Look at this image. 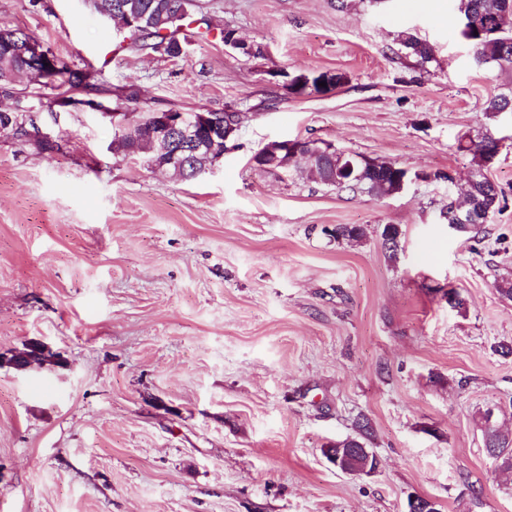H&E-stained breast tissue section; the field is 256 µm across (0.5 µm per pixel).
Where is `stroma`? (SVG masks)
I'll return each mask as SVG.
<instances>
[{"label": "stroma", "instance_id": "35a3bbf8", "mask_svg": "<svg viewBox=\"0 0 512 512\" xmlns=\"http://www.w3.org/2000/svg\"><path fill=\"white\" fill-rule=\"evenodd\" d=\"M207 3L265 55L211 37L167 61L82 0H0V25L106 89L93 108L52 83L0 95L57 146L0 134V512H406L411 495L512 512L481 431L490 410L512 432V120L483 112L505 77L476 66L453 0ZM407 32L431 63L401 52ZM305 69L348 81L292 94ZM171 108L239 115L191 180L113 147V113ZM486 133L505 196L476 243L446 213L473 168L459 145ZM312 138L408 182L353 195L251 161ZM339 224L367 235L334 241ZM31 343L55 364H5ZM363 417L381 466L352 476L322 450Z\"/></svg>", "mask_w": 512, "mask_h": 512}]
</instances>
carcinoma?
<instances>
[{
  "label": "carcinoma",
  "instance_id": "1",
  "mask_svg": "<svg viewBox=\"0 0 512 512\" xmlns=\"http://www.w3.org/2000/svg\"><path fill=\"white\" fill-rule=\"evenodd\" d=\"M90 6L97 13L109 11L119 16L128 8L147 12L152 19L150 29L143 31L132 43L158 56L175 57L180 52V45L196 37L206 40L211 35V27L200 17L203 9L202 0H90ZM458 16L469 21L470 31L465 38L474 49V60L480 66L498 70L512 76V0H458ZM11 40L0 39V92L11 93L17 83L25 78V70L32 64L16 53L19 43H24L31 35L21 29L6 28ZM400 46L405 54L417 58L424 65L433 59V49L417 36L407 33L400 39ZM57 67L50 73V80L60 82L71 90L84 91L92 87L90 72L70 69L61 59H56ZM336 80V84L345 82L343 73L329 71H301L294 75V81L312 83L314 90H319L318 81ZM484 112L490 118H497L504 112H512V93H501L486 99ZM19 122L12 135L26 142H35L45 150L55 149L50 141L30 136L24 127V114H17ZM153 130L142 121L116 142V149L126 155L143 158L149 165L161 167L164 159L154 150ZM459 149L472 155L474 170L479 172L476 179L467 187L464 201H478L481 213L477 214L478 226L471 228L474 235L483 232V225L489 223L491 214L499 203V191L496 184L490 181L480 170L486 165L488 157L498 150V141L490 134L484 135L479 141L459 146ZM343 165L351 162L355 166L358 179H350L344 185L336 186V163ZM401 167L392 162L367 160L362 162L355 156L341 151L334 152L331 158H319L311 163V172L325 185L336 186L340 191L361 193L394 194L400 191L398 173ZM365 229L355 224H338L330 234L336 241L356 240L364 237ZM371 436V424L366 418L357 422V435L348 437L335 445L322 449L326 457L331 453L341 456L344 469L352 472L374 473L380 466L378 457L367 448ZM485 448L498 450L496 460L503 471H512V434L508 435L500 429L484 433Z\"/></svg>",
  "mask_w": 512,
  "mask_h": 512
}]
</instances>
